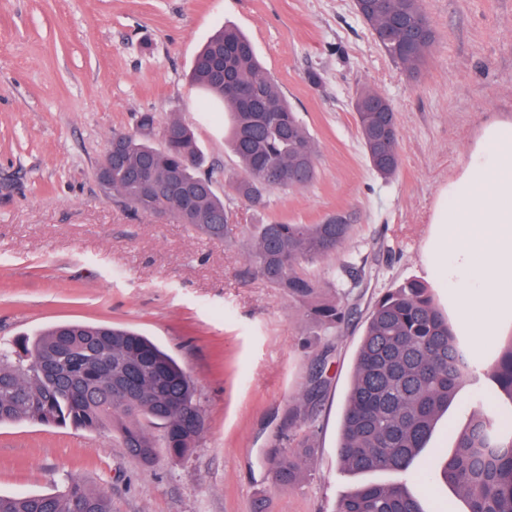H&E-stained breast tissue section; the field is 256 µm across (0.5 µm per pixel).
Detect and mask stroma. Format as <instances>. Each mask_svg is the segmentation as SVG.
<instances>
[{
	"mask_svg": "<svg viewBox=\"0 0 512 512\" xmlns=\"http://www.w3.org/2000/svg\"><path fill=\"white\" fill-rule=\"evenodd\" d=\"M437 33L411 75L394 63L353 0H0V342L85 322L134 329L193 380L204 432L184 457L158 449L152 465L119 448L111 429L28 422L0 425V494L63 490L77 479L104 491L112 512H334L354 483L337 460L357 349L374 300L428 281L423 247L438 190L463 169L492 121L512 119V0H423ZM232 25L313 136L316 180L275 190L251 208L224 184L236 245L185 224L132 216L105 198L98 166L113 132L140 113L176 117L219 170H238L224 115L199 107L189 80L198 49ZM317 72L319 84L307 80ZM392 104L401 165L371 169L352 102L361 86ZM349 215L342 249L309 267L318 280L344 261L367 262L352 310L323 334L306 306L250 268L255 225L315 224ZM325 384L308 418L291 426L316 369ZM477 398L463 388L416 463L428 500L464 504L439 477L442 452ZM314 450L299 484L277 487L268 458L293 433Z\"/></svg>",
	"mask_w": 512,
	"mask_h": 512,
	"instance_id": "1",
	"label": "stroma"
}]
</instances>
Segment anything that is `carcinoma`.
Instances as JSON below:
<instances>
[{"mask_svg":"<svg viewBox=\"0 0 512 512\" xmlns=\"http://www.w3.org/2000/svg\"><path fill=\"white\" fill-rule=\"evenodd\" d=\"M358 9L406 72L427 62L436 33L422 0H363ZM191 80L227 118L225 141L238 172L224 181L241 200L259 207L272 190H297L314 181V138L246 35L229 25L215 34L196 55ZM353 110L372 170L385 180L396 176L398 132L389 101L365 86ZM144 166L161 186L152 196L134 184ZM109 172L112 199L130 211L152 216L162 210L210 238L228 237L231 215L214 188L217 169L206 165L193 131L181 120L159 128L154 114L143 112L136 131L112 133ZM211 215L224 217V223H204ZM341 218L263 224L245 245L254 271L289 298L310 305L309 316L324 332L335 331L351 309L337 295L316 301L337 285L309 277L306 266L342 248L351 224L336 223ZM117 376L131 381L132 390L117 393ZM468 381L483 384L491 396L473 406L442 461L440 477L466 501L468 512H512V423L497 404L504 398L512 405V342L492 362L480 359L448 323L430 289L415 279L388 289L367 317L339 439L342 470L360 477L389 473L394 479L361 482L339 499L335 512H429L412 488L419 480L415 462ZM201 418L194 383L183 368L128 328L67 323L0 343V423L110 426L119 447L150 464L160 447L176 458L195 447L204 432ZM311 447L303 437L275 453L278 486L298 482ZM0 512H112V501L73 481L55 493L0 495Z\"/></svg>","mask_w":512,"mask_h":512,"instance_id":"carcinoma-1","label":"carcinoma"}]
</instances>
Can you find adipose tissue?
<instances>
[{
  "mask_svg": "<svg viewBox=\"0 0 512 512\" xmlns=\"http://www.w3.org/2000/svg\"><path fill=\"white\" fill-rule=\"evenodd\" d=\"M425 262L458 326L483 346L512 321V120L485 125L437 195Z\"/></svg>",
  "mask_w": 512,
  "mask_h": 512,
  "instance_id": "adipose-tissue-1",
  "label": "adipose tissue"
}]
</instances>
